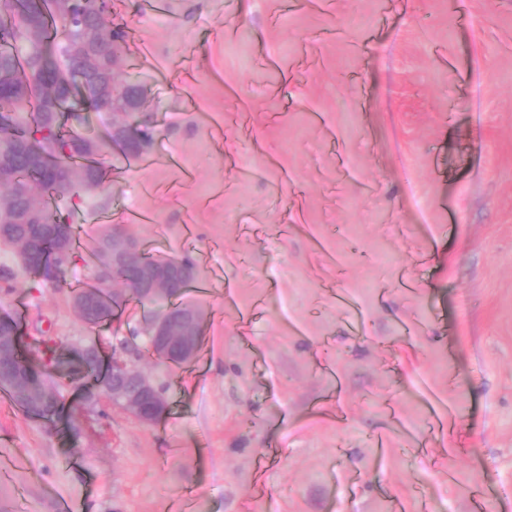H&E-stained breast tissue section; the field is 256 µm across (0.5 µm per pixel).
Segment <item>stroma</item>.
<instances>
[{
	"label": "stroma",
	"mask_w": 512,
	"mask_h": 512,
	"mask_svg": "<svg viewBox=\"0 0 512 512\" xmlns=\"http://www.w3.org/2000/svg\"><path fill=\"white\" fill-rule=\"evenodd\" d=\"M168 2L112 18L169 154L108 151L55 205L190 256L206 355L142 359L155 425L88 402L76 348L162 303L89 327L86 254L57 287L0 246V316L25 354L55 338L68 416L0 403V512H512V0Z\"/></svg>",
	"instance_id": "35a3bbf8"
}]
</instances>
